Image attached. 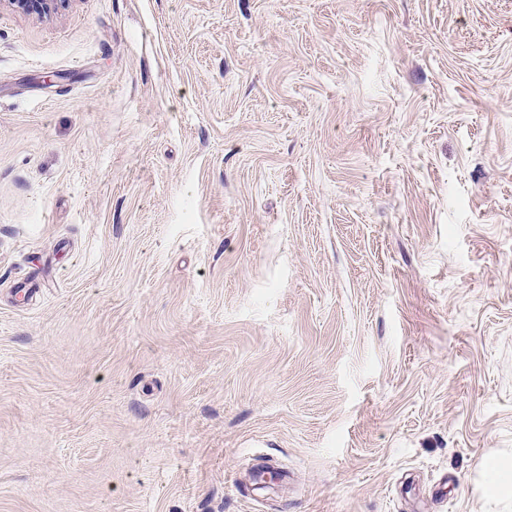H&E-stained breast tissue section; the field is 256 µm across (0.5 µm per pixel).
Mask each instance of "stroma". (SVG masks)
I'll return each mask as SVG.
<instances>
[{"label": "stroma", "mask_w": 512, "mask_h": 512, "mask_svg": "<svg viewBox=\"0 0 512 512\" xmlns=\"http://www.w3.org/2000/svg\"><path fill=\"white\" fill-rule=\"evenodd\" d=\"M501 448L512 0H0V512H487Z\"/></svg>", "instance_id": "1"}]
</instances>
